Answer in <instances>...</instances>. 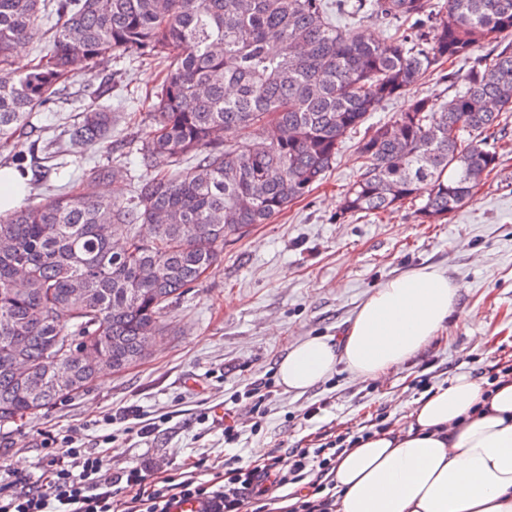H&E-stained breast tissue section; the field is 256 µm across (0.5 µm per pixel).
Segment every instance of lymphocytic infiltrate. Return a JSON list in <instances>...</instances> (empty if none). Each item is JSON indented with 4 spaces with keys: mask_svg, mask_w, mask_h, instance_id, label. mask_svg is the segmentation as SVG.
I'll return each mask as SVG.
<instances>
[{
    "mask_svg": "<svg viewBox=\"0 0 512 512\" xmlns=\"http://www.w3.org/2000/svg\"><path fill=\"white\" fill-rule=\"evenodd\" d=\"M45 445L50 452L41 485L1 489L0 512H170L174 502L192 497L205 502L206 512H269L274 492L291 484L307 489L291 512H330L336 457L346 440L277 454L203 482L191 474L149 480L137 466L112 476L103 455L72 435L47 437Z\"/></svg>",
    "mask_w": 512,
    "mask_h": 512,
    "instance_id": "obj_1",
    "label": "lymphocytic infiltrate"
}]
</instances>
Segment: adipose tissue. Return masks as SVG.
<instances>
[{
    "label": "adipose tissue",
    "instance_id": "obj_1",
    "mask_svg": "<svg viewBox=\"0 0 512 512\" xmlns=\"http://www.w3.org/2000/svg\"><path fill=\"white\" fill-rule=\"evenodd\" d=\"M463 288L420 268L365 299L340 344L294 345L277 372L304 391L344 364L369 381L411 359L453 314ZM407 429L376 432L336 458L334 512H512V382L468 374L417 400Z\"/></svg>",
    "mask_w": 512,
    "mask_h": 512
}]
</instances>
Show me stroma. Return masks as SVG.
<instances>
[{
	"instance_id": "1",
	"label": "stroma",
	"mask_w": 512,
	"mask_h": 512,
	"mask_svg": "<svg viewBox=\"0 0 512 512\" xmlns=\"http://www.w3.org/2000/svg\"><path fill=\"white\" fill-rule=\"evenodd\" d=\"M471 65L460 58L428 74L416 94L448 99ZM95 76L112 80L110 100L119 112L112 137L123 146L89 149L51 182L111 166L114 177L97 190L122 201L131 194L135 145L148 131L163 68L117 53ZM359 140L356 133L346 137L323 183L307 196L225 244L222 261L172 305L166 332L140 363L97 380L85 395L1 427L0 484L18 476L37 484L51 434L78 436L85 448L104 452L108 472L138 465L176 477L188 460L204 458L219 469L233 458L252 463L257 448L272 455L313 447L321 434L354 435L376 419L395 427L424 394L420 376L436 388L461 372L484 381L511 365L512 152L503 151L472 201L426 224L407 205L377 218L341 214L343 191L361 173ZM424 267L465 288L437 337L413 358L379 380L360 381L340 365L303 392L276 383L277 364L291 345L312 337L338 341L374 288ZM260 378L274 381L262 428H243L236 444H225L221 426L200 421V410L223 405ZM129 406L159 419L158 430L143 438L121 421L96 428V420Z\"/></svg>"
}]
</instances>
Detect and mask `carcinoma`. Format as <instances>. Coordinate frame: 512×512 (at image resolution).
I'll list each match as a JSON object with an SVG mask.
<instances>
[{
  "mask_svg": "<svg viewBox=\"0 0 512 512\" xmlns=\"http://www.w3.org/2000/svg\"><path fill=\"white\" fill-rule=\"evenodd\" d=\"M336 12L394 34L362 40L334 24L326 0H0V147L28 186L52 174L28 159L36 150L65 156L112 137L100 86L81 91L95 103L77 121L17 149L74 71L115 52L165 63L137 149L151 175L130 200L97 195L110 169L93 168L0 212V425L89 391L102 363L120 372L142 360L224 243L311 192L346 135L389 100L407 97L359 141L362 173L343 212L418 201L421 222L434 223L475 196L500 160L481 134L512 112V0H336ZM48 17L51 48L15 75L10 51ZM485 47L491 57L475 59L448 100L410 95L427 72ZM245 128L261 148L224 143Z\"/></svg>",
  "mask_w": 512,
  "mask_h": 512,
  "instance_id": "carcinoma-1",
  "label": "carcinoma"
}]
</instances>
